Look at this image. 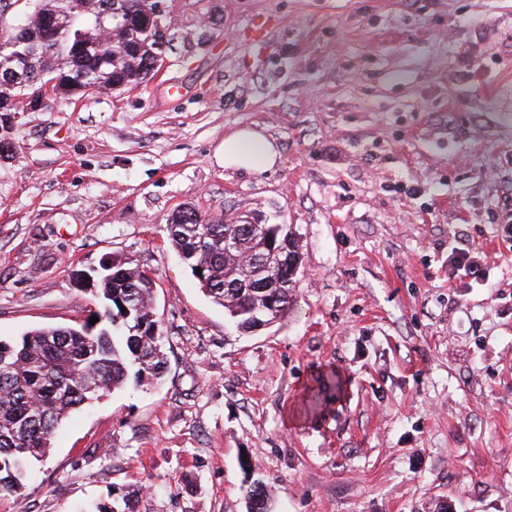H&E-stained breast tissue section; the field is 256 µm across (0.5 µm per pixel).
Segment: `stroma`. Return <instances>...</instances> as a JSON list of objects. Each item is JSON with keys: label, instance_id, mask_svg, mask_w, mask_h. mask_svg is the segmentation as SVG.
Returning a JSON list of instances; mask_svg holds the SVG:
<instances>
[{"label": "stroma", "instance_id": "35a3bbf8", "mask_svg": "<svg viewBox=\"0 0 512 512\" xmlns=\"http://www.w3.org/2000/svg\"><path fill=\"white\" fill-rule=\"evenodd\" d=\"M161 74L0 122V336L85 320L108 256L156 279L167 371L74 411L0 512H512V0H161ZM280 148L225 168L227 134ZM300 255L241 334L170 244L181 205ZM490 260L448 278V246ZM321 392V413L304 400ZM247 224H252L251 228L255 232L260 233V235L265 238L264 242H263L264 245H262L261 247L265 248L266 250H269V248L271 250H273V246H270L268 244V242L272 243V240H273L272 235L267 228L268 225L262 224V221L259 220L258 218H250V221ZM268 227L273 229L274 232L277 234L278 241L282 237L289 235L288 234V226L285 224H269ZM265 244H268V246ZM295 246H296V243H295L294 238H292L291 236L290 237L286 236L282 240V242L279 244V246L276 248V250L271 252L270 256L267 255L266 253H261L258 256H256L258 258L257 259L258 263H261L265 266V268L270 269L272 266V260H273V256L275 253L282 255L283 257H285L286 260H288V255L291 253L289 251V254H288V250H293Z\"/></svg>", "mask_w": 512, "mask_h": 512}]
</instances>
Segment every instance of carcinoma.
<instances>
[{
	"label": "carcinoma",
	"instance_id": "obj_1",
	"mask_svg": "<svg viewBox=\"0 0 512 512\" xmlns=\"http://www.w3.org/2000/svg\"><path fill=\"white\" fill-rule=\"evenodd\" d=\"M128 19L120 25L98 18L112 0H38L24 24L43 15L57 16L64 27L47 34V45H12L0 40V75L13 63L28 67L27 83L14 89L0 84V94L27 96L39 91L42 74L53 70L58 82L53 96L69 97L74 84L98 92L136 87L153 74L151 65L166 44L164 34L142 15L145 0H124ZM84 42L78 53L74 45ZM167 223L177 226L171 245L197 281L201 291L228 312L242 331L254 318L268 323L288 310L295 272L279 278L237 262L255 255L254 240L241 220L203 215L183 208ZM233 233L234 248L225 249L224 236ZM202 263L201 273H196ZM281 280L277 288L259 292L240 288L249 278ZM149 274L130 261L114 260L96 283L101 299L95 324L42 326L7 341L0 338V494H16L24 467L43 460L62 422L76 409L122 387L128 378L159 380L167 360L162 350L161 321L152 303Z\"/></svg>",
	"mask_w": 512,
	"mask_h": 512
}]
</instances>
